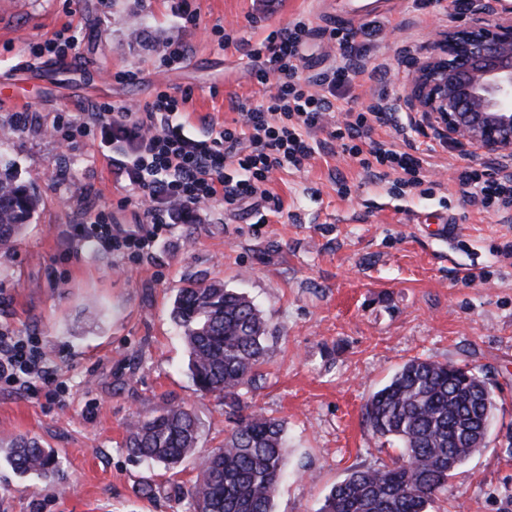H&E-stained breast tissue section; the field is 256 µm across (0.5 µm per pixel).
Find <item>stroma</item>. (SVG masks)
Listing matches in <instances>:
<instances>
[{
  "label": "stroma",
  "mask_w": 512,
  "mask_h": 512,
  "mask_svg": "<svg viewBox=\"0 0 512 512\" xmlns=\"http://www.w3.org/2000/svg\"><path fill=\"white\" fill-rule=\"evenodd\" d=\"M195 16L185 23L184 12ZM385 23L364 42L382 80H361L352 101H375L406 116L412 64L434 53L448 28L470 22L467 0L448 15L426 0H0V168L11 167L41 204L14 250L0 254V327L30 333L57 364L63 400L50 403L0 390V442L19 436L54 449L59 478L22 477L0 461V512H186L197 461L171 475L129 455L135 415L166 403L190 406L198 447L222 445V405L197 392L170 311L187 280L219 279L246 293L275 331L266 380L245 404L283 421L287 469L273 512H319L351 470L391 462L400 449L364 418L374 391L413 357L477 367L494 398L486 448L448 482L429 512H512V209L464 202L456 172L467 166L503 175L506 166L419 125L375 126L374 140L427 158L420 186L370 177L328 132L300 169L276 172L268 190L282 203L235 209L209 203L173 218L138 257L75 235L87 208L110 224L140 230L142 207L118 208L124 157L98 141L62 147L54 121L92 104L150 102L157 91L190 90L177 119L192 133L234 116L231 101L267 94L247 68V51L297 20L311 33L300 71L321 78L343 58L329 38L366 20ZM73 25L77 67L33 56L35 43ZM230 42H222V34ZM182 41L176 68L160 56ZM137 72L134 82L115 72ZM452 221L447 240L436 229ZM155 491L138 493L143 483Z\"/></svg>",
  "instance_id": "obj_1"
}]
</instances>
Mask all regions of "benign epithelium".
Masks as SVG:
<instances>
[{
    "label": "benign epithelium",
    "instance_id": "obj_1",
    "mask_svg": "<svg viewBox=\"0 0 512 512\" xmlns=\"http://www.w3.org/2000/svg\"><path fill=\"white\" fill-rule=\"evenodd\" d=\"M504 0H470L472 21L448 29L415 63L406 110L439 138L487 159L512 161V13Z\"/></svg>",
    "mask_w": 512,
    "mask_h": 512
}]
</instances>
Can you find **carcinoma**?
Wrapping results in <instances>:
<instances>
[{"instance_id": "cac0c4a2", "label": "carcinoma", "mask_w": 512, "mask_h": 512, "mask_svg": "<svg viewBox=\"0 0 512 512\" xmlns=\"http://www.w3.org/2000/svg\"><path fill=\"white\" fill-rule=\"evenodd\" d=\"M39 205V197L0 171V252L12 251ZM181 329L187 369L196 389L224 403L233 416L224 446L198 451L200 425L191 407L165 404L128 428L130 455L174 471L190 456L198 475L187 491L190 512H272L286 466L282 421L245 412L243 391L264 379L270 333L261 310L220 280L193 281L176 293L171 309ZM479 371L413 358L367 401L374 434L397 442L401 458L352 471L325 498L319 512H427L448 479L476 449L472 432L494 410ZM0 454L21 476L59 475L57 456L38 440L19 437Z\"/></svg>"}]
</instances>
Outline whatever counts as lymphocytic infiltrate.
Listing matches in <instances>:
<instances>
[{
    "label": "lymphocytic infiltrate",
    "instance_id": "f902f5d3",
    "mask_svg": "<svg viewBox=\"0 0 512 512\" xmlns=\"http://www.w3.org/2000/svg\"><path fill=\"white\" fill-rule=\"evenodd\" d=\"M310 29L304 21L271 31L249 49L250 75L275 89L258 104L239 103L235 118L210 127L198 136L173 117L187 103L189 92L159 91L144 107L96 105L93 111L56 123L54 133L64 141L74 135L97 139L100 146L121 149L125 162V204L147 203L148 231L113 233L102 211L91 209L80 226L83 240L104 243L115 250L139 254L153 242L173 210L188 213L221 200L240 206L264 196L271 175L300 167L315 154L314 131L327 129L335 109L336 90L352 86L367 72L363 65H340L320 83L302 77L299 50ZM341 149L373 177L398 174L407 187L421 182L424 158L374 141L365 113L346 112L342 125L329 129ZM464 197L483 208L512 207V176L497 178L487 170L469 167L460 173ZM56 372L37 337L0 329V385L31 397L55 401L51 383Z\"/></svg>",
    "mask_w": 512,
    "mask_h": 512
}]
</instances>
